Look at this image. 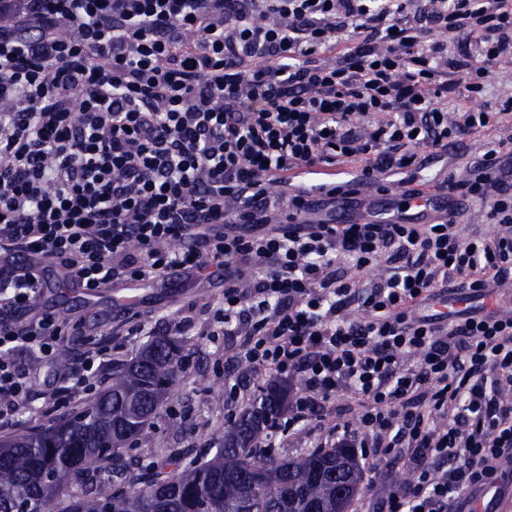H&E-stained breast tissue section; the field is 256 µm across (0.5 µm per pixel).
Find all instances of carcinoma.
Segmentation results:
<instances>
[{
  "label": "carcinoma",
  "instance_id": "carcinoma-1",
  "mask_svg": "<svg viewBox=\"0 0 512 512\" xmlns=\"http://www.w3.org/2000/svg\"><path fill=\"white\" fill-rule=\"evenodd\" d=\"M184 347L155 336L112 366L107 388L81 411L0 439V512H347L363 475L354 449L256 456L267 415L284 406L276 387L224 433L210 461L182 468L173 456L163 478L135 473L120 449L152 434Z\"/></svg>",
  "mask_w": 512,
  "mask_h": 512
}]
</instances>
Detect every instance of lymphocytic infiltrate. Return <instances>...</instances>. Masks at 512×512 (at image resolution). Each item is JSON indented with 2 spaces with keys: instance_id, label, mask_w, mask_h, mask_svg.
<instances>
[{
  "instance_id": "f902f5d3",
  "label": "lymphocytic infiltrate",
  "mask_w": 512,
  "mask_h": 512,
  "mask_svg": "<svg viewBox=\"0 0 512 512\" xmlns=\"http://www.w3.org/2000/svg\"><path fill=\"white\" fill-rule=\"evenodd\" d=\"M509 56L512 0H0V429L28 398L14 351L50 362L61 346L63 323L29 305L42 263L91 291L178 270L223 277L217 321L242 366L299 381L271 435L345 390L358 426L333 444L372 467L403 448L412 477L378 512H461L497 487L512 475V314L420 308L512 279L508 144L438 185L483 204L490 234L462 239L454 210L392 222L361 194L421 149L502 129L512 97L484 114L448 95L480 97ZM319 165L355 174L319 202L280 177ZM340 197L347 224L322 213ZM377 267L367 286L345 274ZM106 356L88 347L49 401L93 390Z\"/></svg>"
}]
</instances>
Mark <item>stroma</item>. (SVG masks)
I'll list each match as a JSON object with an SVG mask.
<instances>
[{
    "label": "stroma",
    "instance_id": "35a3bbf8",
    "mask_svg": "<svg viewBox=\"0 0 512 512\" xmlns=\"http://www.w3.org/2000/svg\"><path fill=\"white\" fill-rule=\"evenodd\" d=\"M498 133L482 131L466 137L447 155L431 159L391 176V189L434 191L447 171L464 174L484 151L497 141ZM37 308L56 312L67 323L60 351L77 359L91 343L112 348L113 362L134 357L146 343V336L127 333L128 321L141 316L153 334L183 337L185 356L170 386L161 418L155 419L152 436L131 442L126 455L141 465L165 463L171 449L186 450L188 458L204 462L212 458L224 441L230 422L244 409L258 404L260 391L268 381L238 367L235 356L238 339L219 334L216 312L224 305V284L177 272L159 282H140L132 288L113 284L96 292L64 280L59 286L42 289ZM30 369L28 400L17 430L32 429L58 418L47 400L57 371L27 357ZM358 403L354 395L336 393L324 402L318 417L300 425L298 431L277 436L262 444L261 457L297 456L324 442L329 427L354 420ZM410 477L402 460H381L373 477L364 478L348 512H375L377 501Z\"/></svg>",
    "mask_w": 512,
    "mask_h": 512
}]
</instances>
